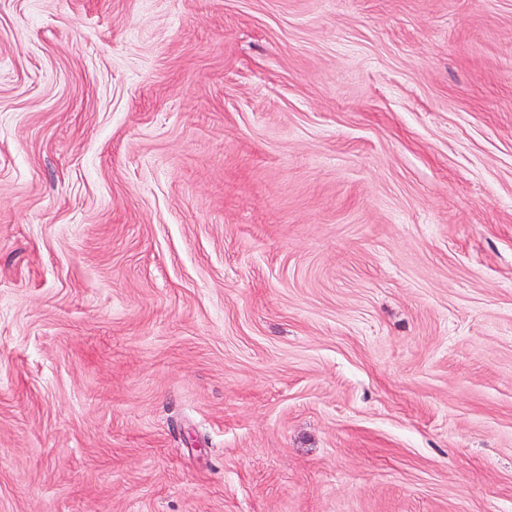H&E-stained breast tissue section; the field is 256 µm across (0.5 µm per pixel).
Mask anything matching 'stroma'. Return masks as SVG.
Listing matches in <instances>:
<instances>
[{"label": "stroma", "instance_id": "1", "mask_svg": "<svg viewBox=\"0 0 512 512\" xmlns=\"http://www.w3.org/2000/svg\"><path fill=\"white\" fill-rule=\"evenodd\" d=\"M0 512H512V0H0Z\"/></svg>", "mask_w": 512, "mask_h": 512}]
</instances>
